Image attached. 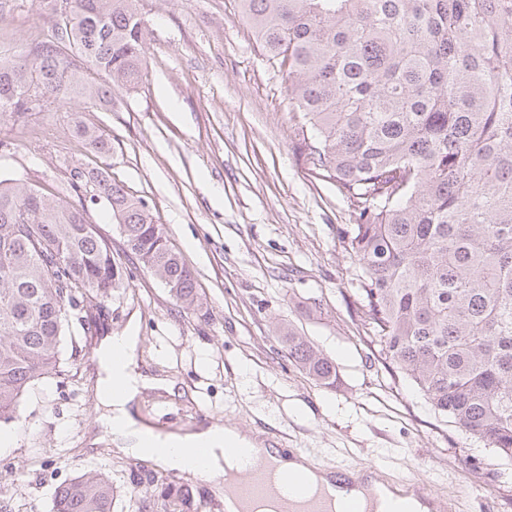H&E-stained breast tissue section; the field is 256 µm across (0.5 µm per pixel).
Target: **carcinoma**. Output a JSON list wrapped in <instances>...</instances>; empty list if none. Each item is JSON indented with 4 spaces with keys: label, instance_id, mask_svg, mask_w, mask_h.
Here are the masks:
<instances>
[{
    "label": "carcinoma",
    "instance_id": "carcinoma-1",
    "mask_svg": "<svg viewBox=\"0 0 512 512\" xmlns=\"http://www.w3.org/2000/svg\"><path fill=\"white\" fill-rule=\"evenodd\" d=\"M43 0L53 39L0 60V119L84 100L112 106L139 84L149 28L138 0ZM261 49L288 79L309 171L354 206L342 237L358 265L367 343L434 414L512 460V0H241ZM76 55L85 62L77 67ZM101 153L111 142L76 124ZM70 189L118 224L176 302L194 272L147 204L101 168ZM123 269L85 205L0 179V423L29 385L58 375L65 330ZM288 357L333 388L336 363L303 336ZM105 473L54 492L52 512H112Z\"/></svg>",
    "mask_w": 512,
    "mask_h": 512
}]
</instances>
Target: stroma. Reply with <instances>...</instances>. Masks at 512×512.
Returning <instances> with one entry per match:
<instances>
[{
	"label": "stroma",
	"instance_id": "obj_1",
	"mask_svg": "<svg viewBox=\"0 0 512 512\" xmlns=\"http://www.w3.org/2000/svg\"><path fill=\"white\" fill-rule=\"evenodd\" d=\"M150 36L145 75L116 91L112 107L72 101L0 122V176L68 197L77 167L107 168L143 199L198 279L201 305L178 306L129 250L110 219L97 218L125 276L91 307V333L71 328L62 375L23 396L14 448L0 455V498L10 512H51L58 485L84 471L112 478L113 512H224L211 483L88 446L98 410L91 375L104 334L140 319L139 349L174 393L146 392L139 413L173 414L165 428L201 422L282 437L320 467H374L379 477L425 483L449 512H512V461L459 425L436 417L408 380H394L367 345L356 311L358 268L341 237L354 214L333 183L310 176L288 80L264 54L239 0H139ZM52 35L39 0H0V57ZM112 142L102 156L73 127ZM331 356L339 380L317 385L288 358L287 331Z\"/></svg>",
	"mask_w": 512,
	"mask_h": 512
}]
</instances>
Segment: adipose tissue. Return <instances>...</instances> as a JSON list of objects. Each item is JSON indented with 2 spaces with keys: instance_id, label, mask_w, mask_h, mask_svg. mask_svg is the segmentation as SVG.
I'll list each match as a JSON object with an SVG mask.
<instances>
[{
  "instance_id": "1",
  "label": "adipose tissue",
  "mask_w": 512,
  "mask_h": 512,
  "mask_svg": "<svg viewBox=\"0 0 512 512\" xmlns=\"http://www.w3.org/2000/svg\"><path fill=\"white\" fill-rule=\"evenodd\" d=\"M137 323H129L119 335H105L97 348L94 399L102 409L98 422L103 430L102 443L113 446L124 456L154 463L175 472L192 471L194 476L212 480L224 470H241L245 459L261 451L265 443L238 428L210 424L203 428L160 432L138 416L134 409L149 390L172 391V380L155 376L144 368L138 356ZM121 382V394H111V382ZM163 444L165 454L151 452L154 444ZM209 451L206 460L193 457V449Z\"/></svg>"
}]
</instances>
